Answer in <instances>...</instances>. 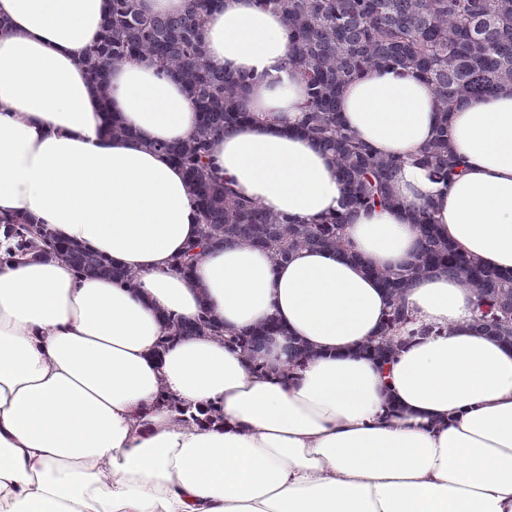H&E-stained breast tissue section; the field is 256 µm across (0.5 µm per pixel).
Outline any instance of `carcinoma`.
I'll use <instances>...</instances> for the list:
<instances>
[{
  "mask_svg": "<svg viewBox=\"0 0 512 512\" xmlns=\"http://www.w3.org/2000/svg\"><path fill=\"white\" fill-rule=\"evenodd\" d=\"M215 0H189L179 14H145L138 0H109L104 31L84 57L92 80L112 66L147 61L176 76L200 114L192 135L158 151L184 169L193 184L199 214V241L176 262L189 269L208 246L241 242L288 258L300 247L346 251L345 226L358 209L392 206L389 183L400 161L374 155L337 112L344 86L368 70L408 68L428 81L441 112L434 139L420 163L444 184L458 173L448 142V119L463 104L512 88V0H256L280 12L288 27L290 63L307 88L301 132L333 153L345 186L341 210L317 224H298L235 194L210 166L212 139L224 129L254 119L242 93L248 76L214 70L206 61L205 25ZM487 20L478 34L475 21ZM419 231L415 263L373 274L393 294L428 272L443 268L474 291L481 318L477 327L512 345V276L495 274L457 251L434 230L429 206L412 212ZM18 252L34 260L64 256L78 273L110 277L128 287L133 278L84 247L57 242L27 216L7 220ZM413 321L402 305L391 311L383 337L369 346L381 358L393 355L394 337ZM179 336L224 335L201 321L174 327Z\"/></svg>",
  "mask_w": 512,
  "mask_h": 512,
  "instance_id": "cac0c4a2",
  "label": "carcinoma"
}]
</instances>
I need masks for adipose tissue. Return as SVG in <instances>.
I'll use <instances>...</instances> for the list:
<instances>
[{"label": "adipose tissue", "mask_w": 512, "mask_h": 512, "mask_svg": "<svg viewBox=\"0 0 512 512\" xmlns=\"http://www.w3.org/2000/svg\"><path fill=\"white\" fill-rule=\"evenodd\" d=\"M108 0H0L3 218L25 215L134 278L81 277L61 258L0 265V512H512V347L476 327L472 289L437 269L391 295L374 270L414 262L411 213L431 205L459 252L512 275V89L458 108L451 186L418 165L438 101L409 71L374 70L339 99L376 154L402 158L394 207L354 213L351 254L274 261L227 242L190 274L195 194L158 144L198 112L145 61L92 81L82 58ZM207 61L248 75L264 122L225 129L214 167L239 195L304 224L338 210L334 155L300 133L306 90L283 16L218 0ZM125 127L107 130L110 119ZM415 317L389 362L363 352L396 304ZM210 319L224 335L178 337ZM265 328L246 354L229 336ZM310 355L288 359L292 341Z\"/></svg>", "instance_id": "obj_1"}]
</instances>
